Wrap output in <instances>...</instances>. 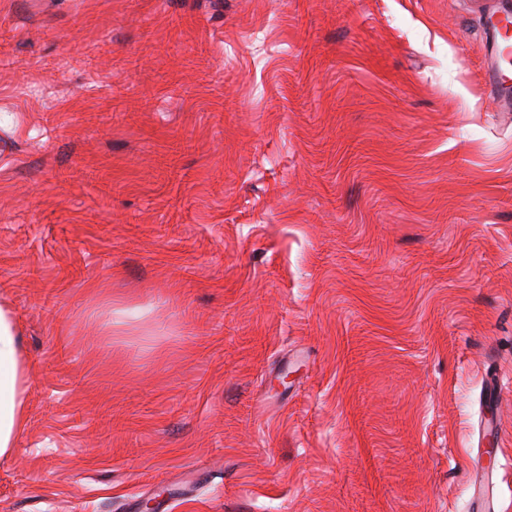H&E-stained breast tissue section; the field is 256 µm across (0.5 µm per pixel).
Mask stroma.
Masks as SVG:
<instances>
[{
	"instance_id": "obj_1",
	"label": "stroma",
	"mask_w": 512,
	"mask_h": 512,
	"mask_svg": "<svg viewBox=\"0 0 512 512\" xmlns=\"http://www.w3.org/2000/svg\"><path fill=\"white\" fill-rule=\"evenodd\" d=\"M474 3L0 0V512H512ZM25 378L20 332L7 307L0 306V458L6 457L26 420ZM480 478H476L472 485L471 507L474 512H492L495 510L490 487L493 484V472H478Z\"/></svg>"
}]
</instances>
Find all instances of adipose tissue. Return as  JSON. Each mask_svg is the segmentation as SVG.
Listing matches in <instances>:
<instances>
[{"label":"adipose tissue","instance_id":"adipose-tissue-1","mask_svg":"<svg viewBox=\"0 0 512 512\" xmlns=\"http://www.w3.org/2000/svg\"><path fill=\"white\" fill-rule=\"evenodd\" d=\"M24 393L20 333L9 309L0 306V458L10 453L25 427Z\"/></svg>","mask_w":512,"mask_h":512}]
</instances>
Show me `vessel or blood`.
<instances>
[{
	"mask_svg": "<svg viewBox=\"0 0 512 512\" xmlns=\"http://www.w3.org/2000/svg\"><path fill=\"white\" fill-rule=\"evenodd\" d=\"M485 35L482 68L497 111L512 112V88L506 87L502 74L504 62L512 60V0H486L482 14ZM493 475L481 473L472 485L473 512H493L490 495Z\"/></svg>",
	"mask_w": 512,
	"mask_h": 512,
	"instance_id": "b4317fda",
	"label": "vessel or blood"
}]
</instances>
